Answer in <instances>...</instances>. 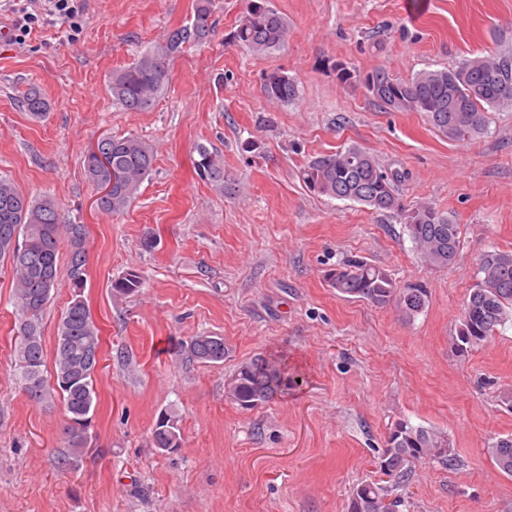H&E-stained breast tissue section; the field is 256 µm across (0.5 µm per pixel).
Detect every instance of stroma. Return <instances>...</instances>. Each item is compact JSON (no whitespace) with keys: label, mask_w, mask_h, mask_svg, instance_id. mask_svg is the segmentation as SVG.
Here are the masks:
<instances>
[{"label":"stroma","mask_w":512,"mask_h":512,"mask_svg":"<svg viewBox=\"0 0 512 512\" xmlns=\"http://www.w3.org/2000/svg\"><path fill=\"white\" fill-rule=\"evenodd\" d=\"M271 3L288 22L283 47L257 56L234 43L248 0H213L212 36L171 59L147 112L113 101L112 73L186 24L194 0H86L78 28L0 38V174L84 225L83 296L101 337L93 442L63 467L64 407L31 402L16 380L13 282L0 266V512H347L353 488L380 479L399 420L444 435L458 458L448 471L416 464L397 490L402 512H512V476L487 453L512 435V323L466 355L451 345L482 254L512 252V110L451 140L336 77L340 62L408 78L512 54V0ZM272 70L295 80L294 102L266 98ZM33 86L50 102L40 121L21 106ZM129 133L154 147L153 171L129 208L106 214L84 155ZM200 143L223 154L232 194L197 176ZM352 144L399 174L407 207L453 216L457 262L428 267L399 219L305 187L308 159ZM348 255L424 283L428 306L408 322L336 292L326 274ZM130 270L140 291L114 297ZM198 335L223 337V362L174 355ZM258 356L301 380L247 410L224 385ZM164 411L181 431L174 454L151 444Z\"/></svg>","instance_id":"obj_1"}]
</instances>
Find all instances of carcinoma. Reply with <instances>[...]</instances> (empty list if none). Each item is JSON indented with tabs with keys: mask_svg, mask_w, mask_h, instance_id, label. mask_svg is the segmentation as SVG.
<instances>
[{
	"mask_svg": "<svg viewBox=\"0 0 512 512\" xmlns=\"http://www.w3.org/2000/svg\"><path fill=\"white\" fill-rule=\"evenodd\" d=\"M249 4L233 32L235 42L256 55L283 46L288 24L270 0ZM212 0H195L191 20L171 30L163 42L143 52L131 64L112 72V97L129 112H147L169 83L170 59L187 46L207 41L213 31ZM338 80L364 88L366 96L393 112H421L430 125L450 139L473 137L486 131L488 112L512 107V56L489 53L464 58L451 68L425 70L410 78H395L384 68L363 75L344 63L336 66ZM265 96L289 103L297 97V85L287 73L274 70L264 75ZM28 114L41 119L49 102L36 88L23 98ZM99 154L84 157L88 181L97 186L112 181V193L96 200L105 213L125 210L135 199L143 181L153 170L152 146L130 134L106 136L97 143ZM195 160L197 175L217 191L231 190L224 175V156L199 144ZM307 189L317 195L346 200L376 211H389L404 220L407 234L423 262L443 268L460 254L459 225L452 216L425 204L407 208L396 189L398 174L388 172L365 149L351 145L331 154L317 156L300 172ZM82 224H65L53 198L40 199L24 193L6 175H0V262L10 265L14 285L15 312L19 318L14 348L16 376L29 399L40 404L53 394L62 398L67 414L64 438L69 454L67 465L91 444V413L94 412L96 364L89 353L100 349L99 329L82 295L86 284V236ZM69 243L67 277L74 294L58 324L52 354V384H47L43 367L47 351L42 331L43 314L58 284V254L62 240ZM328 283L337 292L377 306L393 304L400 315L413 320L429 303V292L420 283L402 286L383 268L361 257L343 259L331 269ZM141 278L134 270L112 282L113 294L128 297L139 291ZM512 321V253L489 251L477 264L475 283L463 303L459 336L490 338ZM186 357L201 363L224 361V338L201 335L180 345ZM294 377L279 360L257 357L241 365L227 380V396L251 409L288 389ZM154 447L167 453L181 448V433L175 415L162 413L153 428ZM494 464L512 475V437L499 439L488 448ZM450 470L456 454L440 433L401 420L389 433L387 448L380 457L381 474L395 486L409 480L412 466L420 460ZM404 501L389 486L366 481L354 487L348 512H400Z\"/></svg>",
	"mask_w": 512,
	"mask_h": 512,
	"instance_id": "carcinoma-1",
	"label": "carcinoma"
}]
</instances>
